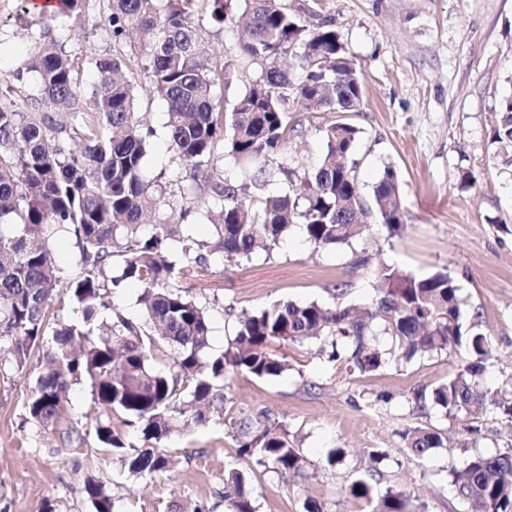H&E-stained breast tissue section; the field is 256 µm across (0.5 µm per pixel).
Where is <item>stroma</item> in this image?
<instances>
[{
  "label": "stroma",
  "instance_id": "stroma-1",
  "mask_svg": "<svg viewBox=\"0 0 512 512\" xmlns=\"http://www.w3.org/2000/svg\"><path fill=\"white\" fill-rule=\"evenodd\" d=\"M287 4L304 24L330 21L356 64L363 98L355 112L297 113L283 157L297 172L310 171L325 150L322 127L336 119L355 125L361 131L355 147L360 193L370 197L384 166H393L405 229L391 238L374 225L351 245L319 249L295 224L272 253L229 267L216 260L204 276L180 279L210 309L211 349L223 351L239 316L262 306L367 304L375 294V272L387 264L419 275L451 273L497 348L489 385L512 380V174L498 165L490 138L497 104L512 94V0ZM109 14L107 0H90L81 23L47 39L75 53L109 52ZM43 39L39 15L27 11L24 0H0V89L12 84ZM139 113L155 132L143 175L160 185V214L179 218L188 205L180 194L186 172L166 146L165 106L146 98ZM274 351L291 364L289 374L271 380L234 375L227 410L262 411L285 423L305 460L301 479L254 468L215 418L172 436L168 471L129 475L120 455L94 440L91 426L101 410L87 385L72 386L64 420L44 430L26 412L37 361L21 368L0 362V512H93L85 493L91 480L104 485L117 512H226L224 475L232 467L246 474L258 512H304L308 502L323 512H357L344 489L368 470L375 448L388 454L379 465L385 484L428 502L431 512H455L446 467L463 466L478 450L512 448V433L492 412L466 420L436 407L414 414V390L445 381L457 358L442 354L347 374L314 341ZM421 424L437 428L445 441L417 459L399 433ZM334 448L344 457L331 466L327 454Z\"/></svg>",
  "mask_w": 512,
  "mask_h": 512
}]
</instances>
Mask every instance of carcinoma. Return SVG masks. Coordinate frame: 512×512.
<instances>
[{
  "label": "carcinoma",
  "mask_w": 512,
  "mask_h": 512,
  "mask_svg": "<svg viewBox=\"0 0 512 512\" xmlns=\"http://www.w3.org/2000/svg\"><path fill=\"white\" fill-rule=\"evenodd\" d=\"M40 12L43 34L78 19L87 0H60ZM112 53L70 54L38 48L25 69L38 79L23 103L0 93V356L24 367L33 348L43 351L27 402L42 428L61 421L70 387L85 383L105 413L96 419L97 444L121 455L132 475L166 470L161 444L181 425L224 423L239 455L266 472L304 475V459L286 425L266 415H225L228 379L247 373L281 377L287 361L275 343L317 340L327 358L348 373L376 372L390 362L442 352L459 359L439 386L417 390V411L439 406L453 418L475 407L502 416L512 429V391L493 388L485 373L495 358L491 337L468 316L455 279L447 272L420 276L392 265L376 274L370 304L355 309L318 302L276 303L245 314L221 353L209 347L207 305L177 285L179 275L269 252L293 224L318 248L348 246L373 220L389 236L404 226L397 172L384 167L370 202L358 190L353 158L360 129L332 121L321 129L325 152L311 172L297 174L279 160L295 112H355L362 90L351 56L327 21L308 27L284 0H108ZM244 23L239 54L260 76L224 111L214 87L228 79L232 62L209 58L203 24ZM148 73L149 95L166 104L164 124L175 159L189 170V191L199 219L219 207L216 238L200 241L157 212L155 183L142 175L148 139L135 112L142 86L134 67ZM96 74L92 104L80 93L84 71ZM491 141L503 169H512V95L499 101ZM257 163L252 188L210 170L215 149ZM287 189L268 191L274 175ZM63 234L75 240L80 274L61 287L54 250ZM120 258L118 271L106 268ZM142 287L144 322L123 315L112 297L125 282ZM81 316L66 323L65 305ZM391 337L381 348L377 334ZM403 447L424 458L444 445L422 426L400 433ZM462 512H512V448L471 455L462 469L446 470ZM94 512H115L98 482L85 487ZM349 495L363 512H430L427 502L383 487L373 467L354 480ZM230 512H257L246 478L231 468L224 478Z\"/></svg>",
  "instance_id": "cac0c4a2"
}]
</instances>
